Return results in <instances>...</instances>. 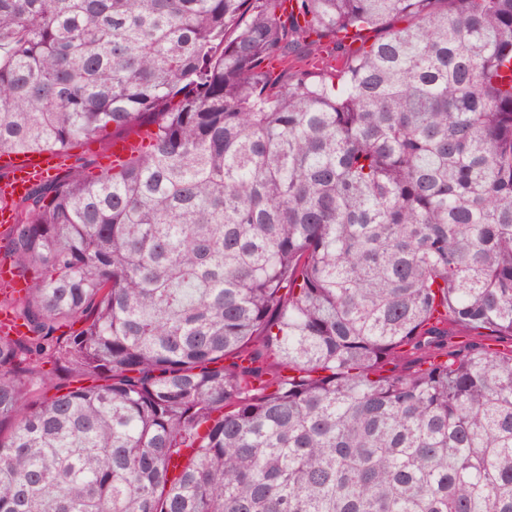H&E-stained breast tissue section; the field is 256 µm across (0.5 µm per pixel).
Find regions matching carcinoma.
I'll use <instances>...</instances> for the list:
<instances>
[{
	"label": "carcinoma",
	"instance_id": "1",
	"mask_svg": "<svg viewBox=\"0 0 512 512\" xmlns=\"http://www.w3.org/2000/svg\"><path fill=\"white\" fill-rule=\"evenodd\" d=\"M506 69L512 0H0V154L155 123L15 205L0 512H512ZM342 65L341 57H336V53L331 51V47L326 49L320 56H306L304 52L288 59V69L296 70L299 68H320L329 69L330 67L340 68Z\"/></svg>",
	"mask_w": 512,
	"mask_h": 512
}]
</instances>
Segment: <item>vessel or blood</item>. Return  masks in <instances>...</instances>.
I'll return each instance as SVG.
<instances>
[{
    "label": "vessel or blood",
    "instance_id": "vessel-or-blood-1",
    "mask_svg": "<svg viewBox=\"0 0 512 512\" xmlns=\"http://www.w3.org/2000/svg\"><path fill=\"white\" fill-rule=\"evenodd\" d=\"M63 161L62 154L51 151L0 156V172L6 175L0 183V227L9 228L15 220L12 201L22 197L34 183L55 175Z\"/></svg>",
    "mask_w": 512,
    "mask_h": 512
}]
</instances>
